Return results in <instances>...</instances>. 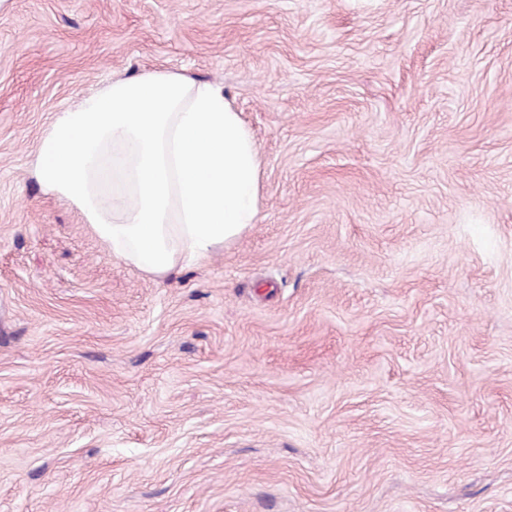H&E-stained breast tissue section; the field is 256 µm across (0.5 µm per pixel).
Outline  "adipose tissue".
<instances>
[{
  "mask_svg": "<svg viewBox=\"0 0 512 512\" xmlns=\"http://www.w3.org/2000/svg\"><path fill=\"white\" fill-rule=\"evenodd\" d=\"M34 172L148 275L207 259L259 214L258 149L223 87L169 72L114 81L58 113Z\"/></svg>",
  "mask_w": 512,
  "mask_h": 512,
  "instance_id": "1",
  "label": "adipose tissue"
}]
</instances>
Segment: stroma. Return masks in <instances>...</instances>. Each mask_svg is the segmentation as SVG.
I'll use <instances>...</instances> for the list:
<instances>
[{"label": "stroma", "instance_id": "obj_1", "mask_svg": "<svg viewBox=\"0 0 512 512\" xmlns=\"http://www.w3.org/2000/svg\"><path fill=\"white\" fill-rule=\"evenodd\" d=\"M154 71L261 163L160 278L32 173ZM0 512H512V0H0Z\"/></svg>", "mask_w": 512, "mask_h": 512}]
</instances>
